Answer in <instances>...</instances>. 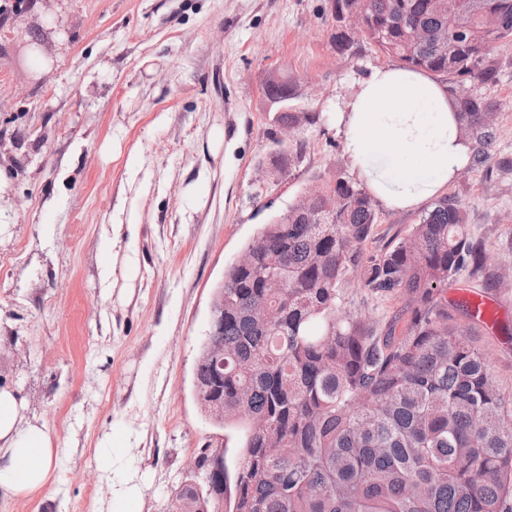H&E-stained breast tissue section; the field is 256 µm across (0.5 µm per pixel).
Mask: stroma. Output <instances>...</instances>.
Returning a JSON list of instances; mask_svg holds the SVG:
<instances>
[{
	"label": "stroma",
	"instance_id": "35a3bbf8",
	"mask_svg": "<svg viewBox=\"0 0 512 512\" xmlns=\"http://www.w3.org/2000/svg\"><path fill=\"white\" fill-rule=\"evenodd\" d=\"M328 0H24L0 23V382L61 452L45 495L0 512H107L105 437L142 488L140 512H167L224 431L196 398L194 372L224 270L261 224L316 175L346 167L335 114L387 56L338 55ZM473 93L497 105L493 154L512 159V40ZM288 77L295 107L321 115L304 162L272 180L273 106ZM512 271V169L467 166L448 187ZM365 252L405 237L420 211L377 208ZM496 306L487 328L456 300L449 322L512 395V288L452 282ZM345 311L387 323L399 297L349 287Z\"/></svg>",
	"mask_w": 512,
	"mask_h": 512
}]
</instances>
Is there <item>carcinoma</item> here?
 <instances>
[{"mask_svg": "<svg viewBox=\"0 0 512 512\" xmlns=\"http://www.w3.org/2000/svg\"><path fill=\"white\" fill-rule=\"evenodd\" d=\"M495 26L480 22L487 10ZM367 19L363 43L452 84L496 78L484 65L512 39V0H331V42L353 55L341 17ZM417 23L446 37L407 44ZM272 122L296 131L320 114L288 105V80L262 85ZM473 160L493 158L497 104L453 99ZM271 174L304 161L308 142L273 138ZM312 208L276 215L213 292L214 321L194 373L196 397L233 452L206 489L187 482L168 512H512V396L485 356L448 324V284L497 278L484 240L466 230L458 198L436 200L409 235L363 252L377 214L341 169L314 177ZM402 296L387 329L341 307L349 279Z\"/></svg>", "mask_w": 512, "mask_h": 512, "instance_id": "carcinoma-1", "label": "carcinoma"}]
</instances>
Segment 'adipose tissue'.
I'll return each mask as SVG.
<instances>
[{"label": "adipose tissue", "instance_id": "adipose-tissue-1", "mask_svg": "<svg viewBox=\"0 0 512 512\" xmlns=\"http://www.w3.org/2000/svg\"><path fill=\"white\" fill-rule=\"evenodd\" d=\"M336 123L344 152L371 198L390 210H416L442 196L472 153L448 86L395 64L372 67ZM15 388L0 386V495L47 488L59 451L45 425L28 420Z\"/></svg>", "mask_w": 512, "mask_h": 512}]
</instances>
